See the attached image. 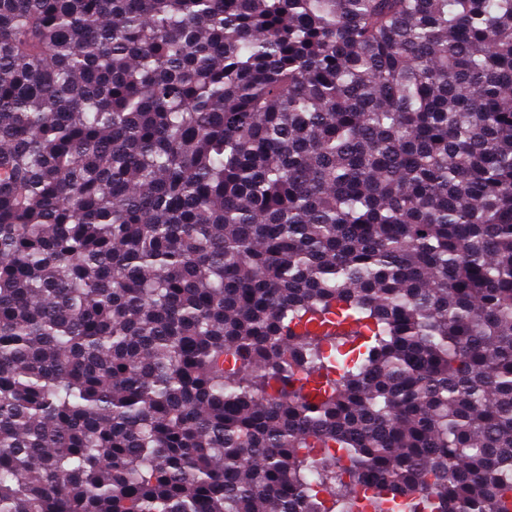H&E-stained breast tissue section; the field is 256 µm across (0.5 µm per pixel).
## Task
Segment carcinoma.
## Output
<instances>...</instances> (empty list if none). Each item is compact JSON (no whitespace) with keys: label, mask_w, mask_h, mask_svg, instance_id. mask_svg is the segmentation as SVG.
Listing matches in <instances>:
<instances>
[{"label":"carcinoma","mask_w":512,"mask_h":512,"mask_svg":"<svg viewBox=\"0 0 512 512\" xmlns=\"http://www.w3.org/2000/svg\"><path fill=\"white\" fill-rule=\"evenodd\" d=\"M0 512H512V0H0Z\"/></svg>","instance_id":"obj_1"}]
</instances>
